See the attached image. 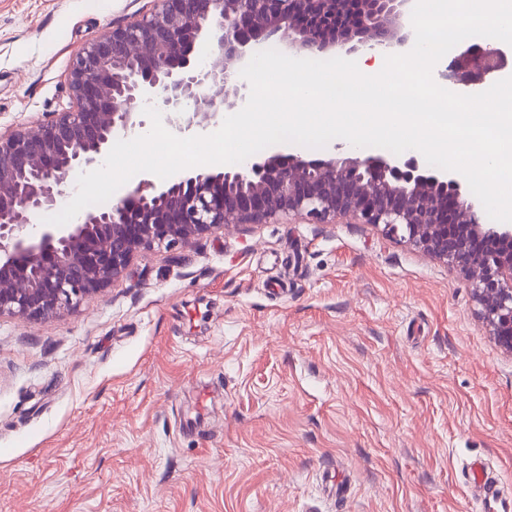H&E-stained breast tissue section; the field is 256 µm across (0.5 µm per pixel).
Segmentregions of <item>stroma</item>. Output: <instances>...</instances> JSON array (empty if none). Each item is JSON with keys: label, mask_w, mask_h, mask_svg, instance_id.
Listing matches in <instances>:
<instances>
[{"label": "stroma", "mask_w": 512, "mask_h": 512, "mask_svg": "<svg viewBox=\"0 0 512 512\" xmlns=\"http://www.w3.org/2000/svg\"><path fill=\"white\" fill-rule=\"evenodd\" d=\"M153 0H0V130ZM463 276L383 226L279 219L139 252L0 317V512H482L512 502V355Z\"/></svg>", "instance_id": "35a3bbf8"}]
</instances>
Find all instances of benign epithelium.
Here are the masks:
<instances>
[{"mask_svg":"<svg viewBox=\"0 0 512 512\" xmlns=\"http://www.w3.org/2000/svg\"><path fill=\"white\" fill-rule=\"evenodd\" d=\"M139 18L112 26L72 59L73 106L35 131L0 132V317L53 319L98 295L154 244H187L226 224L349 217L403 233L463 273L479 319L512 355V225L481 223V202L448 171L415 159L341 156L306 160L275 150L234 169L144 179L80 224H45L77 167L101 163L120 135L143 127L141 108L164 112L179 134L245 105L240 72L264 44L287 53L410 46L413 0H154ZM216 42L202 60L199 50ZM508 66L497 47L469 45L442 77L472 91Z\"/></svg>","mask_w":512,"mask_h":512,"instance_id":"7a95c632","label":"benign epithelium"}]
</instances>
